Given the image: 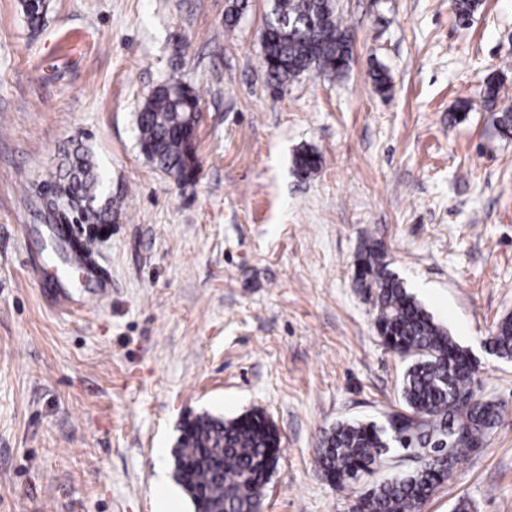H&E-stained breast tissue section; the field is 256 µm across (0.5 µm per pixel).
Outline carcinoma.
<instances>
[{
  "label": "carcinoma",
  "mask_w": 512,
  "mask_h": 512,
  "mask_svg": "<svg viewBox=\"0 0 512 512\" xmlns=\"http://www.w3.org/2000/svg\"><path fill=\"white\" fill-rule=\"evenodd\" d=\"M480 0H451L461 21ZM31 27L41 26L48 0H22ZM263 64L271 86L281 91L298 76L315 70L339 76L351 49L336 17L334 0H271L264 17ZM199 97L178 80L151 93L137 115L139 146L145 157L177 182L193 179L199 168L196 141ZM498 132L512 137V107L495 119ZM301 176L321 164L312 151L296 155ZM82 146L65 151L43 200L50 223H112V195ZM356 285L373 299L374 327L390 352L409 360L399 408L383 425L338 422L318 431L315 463L322 479L344 487L373 471L390 453L407 457L417 448L429 456L400 475L367 485L349 502L350 512H420L426 500L456 477L464 461L491 438L502 408L492 401L464 403L473 391L475 370L469 352L410 295L388 269L374 243L356 255ZM493 354L512 359V317L487 337ZM277 428L255 411L224 420L209 414L187 420L174 456V478L191 499L194 512H263L264 489L281 453Z\"/></svg>",
  "instance_id": "obj_1"
}]
</instances>
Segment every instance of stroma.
<instances>
[{
    "label": "stroma",
    "mask_w": 512,
    "mask_h": 512,
    "mask_svg": "<svg viewBox=\"0 0 512 512\" xmlns=\"http://www.w3.org/2000/svg\"><path fill=\"white\" fill-rule=\"evenodd\" d=\"M231 3L49 0L34 30L20 0H0V512H156L159 483L193 512L173 474L183 422L252 410L282 439L264 512H347L353 492L315 472L317 432L384 422L407 366L355 286L368 242L503 408L421 512L462 496L512 512V361L483 347L512 316V138L483 96L493 74L512 98V0L463 23L449 0H336L348 69L282 92L262 62L268 0H244L228 33ZM171 77L201 99L186 185L138 144V107ZM74 143L112 192L93 247L111 290L69 281L63 309L24 259ZM304 149L322 159L306 178Z\"/></svg>",
    "instance_id": "obj_1"
}]
</instances>
